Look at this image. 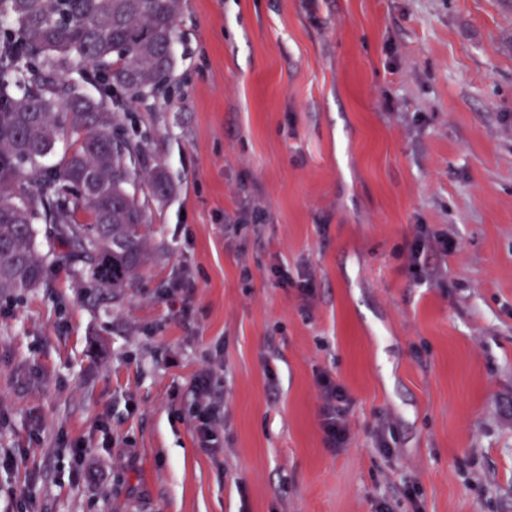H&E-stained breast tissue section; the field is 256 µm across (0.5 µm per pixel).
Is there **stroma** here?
<instances>
[{"mask_svg":"<svg viewBox=\"0 0 512 512\" xmlns=\"http://www.w3.org/2000/svg\"><path fill=\"white\" fill-rule=\"evenodd\" d=\"M122 129L171 184L129 186L150 260L114 295L39 228L43 282L0 294V512H512V0H183ZM423 226L447 253L411 258ZM213 373L206 372L194 378L195 431L200 448L214 450L224 429L223 404L216 401L213 392ZM317 386L322 401L320 409L322 429L327 448H342L348 441L344 415L352 404L345 388L337 383L329 373L318 375Z\"/></svg>","mask_w":512,"mask_h":512,"instance_id":"obj_1","label":"stroma"}]
</instances>
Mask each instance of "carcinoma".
Here are the masks:
<instances>
[{"mask_svg": "<svg viewBox=\"0 0 512 512\" xmlns=\"http://www.w3.org/2000/svg\"><path fill=\"white\" fill-rule=\"evenodd\" d=\"M181 8L182 0H0V292L44 279L37 224L72 248L98 288L122 291L148 262L146 205L128 190L142 147L121 135L118 109L166 82ZM60 137L73 148L48 170L42 162Z\"/></svg>", "mask_w": 512, "mask_h": 512, "instance_id": "carcinoma-1", "label": "carcinoma"}]
</instances>
